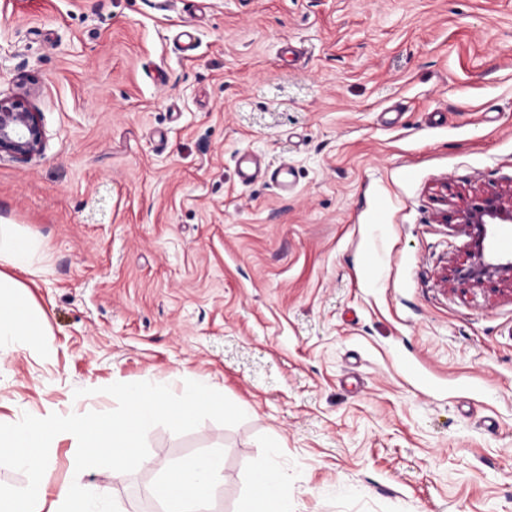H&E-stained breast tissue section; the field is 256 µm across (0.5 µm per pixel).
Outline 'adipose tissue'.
Listing matches in <instances>:
<instances>
[{
    "instance_id": "1",
    "label": "adipose tissue",
    "mask_w": 512,
    "mask_h": 512,
    "mask_svg": "<svg viewBox=\"0 0 512 512\" xmlns=\"http://www.w3.org/2000/svg\"><path fill=\"white\" fill-rule=\"evenodd\" d=\"M39 249L18 225L0 224V347L26 345L35 333V320L11 290L19 285L16 272L34 274ZM289 507L285 475L273 458H265L254 469L252 490L240 512H290Z\"/></svg>"
}]
</instances>
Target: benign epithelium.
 <instances>
[{
  "label": "benign epithelium",
  "instance_id": "benign-epithelium-1",
  "mask_svg": "<svg viewBox=\"0 0 512 512\" xmlns=\"http://www.w3.org/2000/svg\"><path fill=\"white\" fill-rule=\"evenodd\" d=\"M45 144L40 113L20 97L0 98V154L25 162L41 155ZM437 218L444 224L463 225L471 238L465 258L450 269L453 284L495 292L500 285L512 282V260L492 257L486 246L495 225L512 223V193L483 192L450 211L440 210Z\"/></svg>",
  "mask_w": 512,
  "mask_h": 512
}]
</instances>
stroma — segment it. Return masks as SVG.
I'll return each instance as SVG.
<instances>
[{
  "instance_id": "1",
  "label": "stroma",
  "mask_w": 512,
  "mask_h": 512,
  "mask_svg": "<svg viewBox=\"0 0 512 512\" xmlns=\"http://www.w3.org/2000/svg\"><path fill=\"white\" fill-rule=\"evenodd\" d=\"M14 96L47 135L0 156L40 336L0 350V421L204 373L246 420L147 442L223 448L211 512L273 441L294 512H512V285L446 282L469 237L436 219L512 189V0H0ZM156 476L83 473L120 512Z\"/></svg>"
}]
</instances>
